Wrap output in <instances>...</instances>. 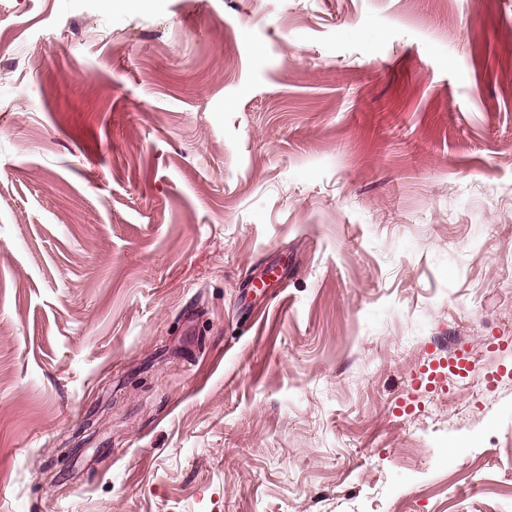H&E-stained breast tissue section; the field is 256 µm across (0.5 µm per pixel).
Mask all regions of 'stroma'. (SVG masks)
<instances>
[{"label":"stroma","instance_id":"35a3bbf8","mask_svg":"<svg viewBox=\"0 0 512 512\" xmlns=\"http://www.w3.org/2000/svg\"><path fill=\"white\" fill-rule=\"evenodd\" d=\"M0 512H512V0H0Z\"/></svg>","mask_w":512,"mask_h":512}]
</instances>
